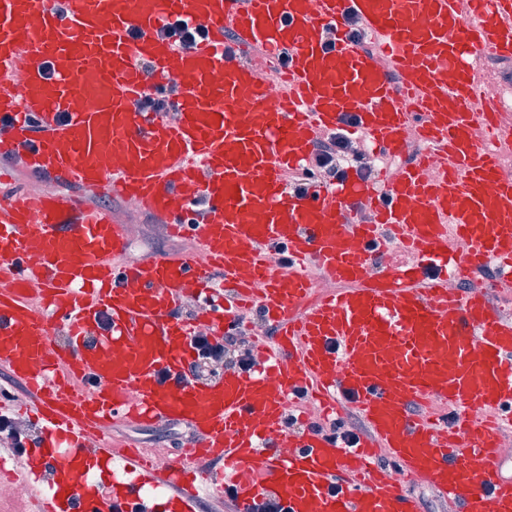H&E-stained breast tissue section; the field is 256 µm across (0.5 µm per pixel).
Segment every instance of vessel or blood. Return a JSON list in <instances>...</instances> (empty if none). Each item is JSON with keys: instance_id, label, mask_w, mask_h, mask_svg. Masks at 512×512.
Segmentation results:
<instances>
[{"instance_id": "b4317fda", "label": "vessel or blood", "mask_w": 512, "mask_h": 512, "mask_svg": "<svg viewBox=\"0 0 512 512\" xmlns=\"http://www.w3.org/2000/svg\"><path fill=\"white\" fill-rule=\"evenodd\" d=\"M177 16L208 40L161 38ZM352 17L376 53L347 38ZM258 47L286 53L287 66L260 74ZM488 53L512 57V0H66L61 13L52 0H0V154L136 200L198 245L127 263L126 231L104 209L60 194L0 207V369L41 393L44 431L14 459L38 512H194L201 485L233 489L235 512L268 499L286 512H421L382 457L462 512L490 501L512 512L496 436L512 423V318L484 294L448 292L449 276L489 261L491 290L512 283V180L498 152L512 127L481 102L474 64ZM161 86L176 89L173 117L137 111ZM78 97L88 109L72 110ZM349 115L377 155L424 147L394 174L352 166L333 186L288 189L285 172L307 163L318 131ZM395 246L409 260L393 262ZM308 262L338 285L312 304ZM188 296L206 301L219 333L250 313L273 327L255 371L158 384L160 370L191 361L193 328L176 313ZM56 326L68 335L53 344ZM300 390L326 418L352 404L370 439L346 448L307 424L284 431ZM427 401L454 420L412 413ZM117 418L186 422L194 441L161 463L104 439ZM96 432L103 463L127 472L110 494L30 479L37 466L86 469ZM148 485L170 491L149 499Z\"/></svg>"}]
</instances>
